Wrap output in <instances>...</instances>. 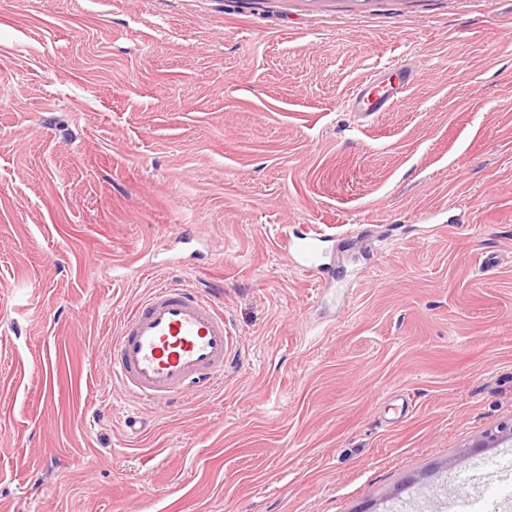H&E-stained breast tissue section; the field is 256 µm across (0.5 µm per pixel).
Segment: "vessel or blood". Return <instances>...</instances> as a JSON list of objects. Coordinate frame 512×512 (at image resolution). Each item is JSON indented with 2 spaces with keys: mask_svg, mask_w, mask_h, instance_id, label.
I'll use <instances>...</instances> for the list:
<instances>
[{
  "mask_svg": "<svg viewBox=\"0 0 512 512\" xmlns=\"http://www.w3.org/2000/svg\"><path fill=\"white\" fill-rule=\"evenodd\" d=\"M397 99L395 88L370 74L350 95L355 111L385 112ZM326 230L312 228L280 236V248L291 265L307 274L325 271ZM232 333L218 297L190 291L166 281L136 304L124 319L114 344L110 367L123 396L157 408L186 400L193 392L224 380V360ZM512 473L476 472L458 496L448 501V512H458L473 488L502 484Z\"/></svg>",
  "mask_w": 512,
  "mask_h": 512,
  "instance_id": "b4317fda",
  "label": "vessel or blood"
}]
</instances>
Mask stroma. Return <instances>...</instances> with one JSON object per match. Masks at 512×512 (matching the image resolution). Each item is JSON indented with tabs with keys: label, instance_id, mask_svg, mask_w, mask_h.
Here are the masks:
<instances>
[{
	"label": "stroma",
	"instance_id": "35a3bbf8",
	"mask_svg": "<svg viewBox=\"0 0 512 512\" xmlns=\"http://www.w3.org/2000/svg\"><path fill=\"white\" fill-rule=\"evenodd\" d=\"M167 277L234 344L134 439ZM510 419L512 0H0V512H441ZM378 76L379 71L372 72L352 91L349 100L356 112H387L397 100L400 91L388 87ZM333 235L326 230L312 228L307 232L280 235V248L291 265L311 276L326 270L324 243L333 241Z\"/></svg>",
	"mask_w": 512,
	"mask_h": 512
}]
</instances>
